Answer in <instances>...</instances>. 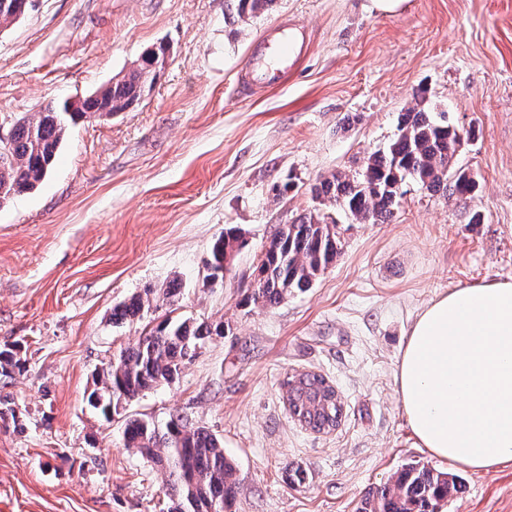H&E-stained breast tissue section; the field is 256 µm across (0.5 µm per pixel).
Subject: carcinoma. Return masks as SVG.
<instances>
[{"instance_id":"carcinoma-1","label":"carcinoma","mask_w":512,"mask_h":512,"mask_svg":"<svg viewBox=\"0 0 512 512\" xmlns=\"http://www.w3.org/2000/svg\"><path fill=\"white\" fill-rule=\"evenodd\" d=\"M236 2L239 16L244 17L266 10L273 0ZM28 9L29 0H0V28L15 23ZM165 65L161 44L80 105L72 108L67 100L50 102L35 115L19 118L11 127L8 144L0 147V202L34 189L48 176L67 123L131 109L151 90ZM427 93L424 87L413 92L411 105L399 113L396 139L371 153L362 169L332 173L312 186L319 207L279 227L265 248L257 288L246 304L272 309L294 291L309 287L341 249V217L359 223L390 219L410 181L430 192L449 190L461 200L473 197L477 183L465 168L455 165V159L463 145L475 139L476 131L471 128L460 137L447 113L429 111ZM241 245L236 233L226 232L211 247V267L224 268L225 251ZM179 295L180 284L175 280L163 289L146 288L113 307L112 323L140 321ZM213 334L223 335L224 323L162 320L97 372L89 403L109 417L119 404L172 383L194 358L201 341ZM19 367L17 348L0 350V376L9 377ZM285 385L288 411L305 428L322 433L339 426L335 391L323 375L294 374ZM122 440L123 447L169 472V512H226L236 498L235 463L224 454L223 442L206 428L180 416L164 423L129 417ZM461 488L458 475L412 463L390 482L369 489L357 512H439L440 503Z\"/></svg>"}]
</instances>
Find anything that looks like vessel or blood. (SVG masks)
Here are the masks:
<instances>
[{"instance_id": "1", "label": "vessel or blood", "mask_w": 512, "mask_h": 512, "mask_svg": "<svg viewBox=\"0 0 512 512\" xmlns=\"http://www.w3.org/2000/svg\"><path fill=\"white\" fill-rule=\"evenodd\" d=\"M310 46V29L292 24L271 30L265 47L252 58L250 73L254 83L265 87L282 85L299 66Z\"/></svg>"}]
</instances>
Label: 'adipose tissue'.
<instances>
[{"instance_id":"1","label":"adipose tissue","mask_w":512,"mask_h":512,"mask_svg":"<svg viewBox=\"0 0 512 512\" xmlns=\"http://www.w3.org/2000/svg\"><path fill=\"white\" fill-rule=\"evenodd\" d=\"M398 393L421 447L482 472L512 462V281L457 288L418 314Z\"/></svg>"}]
</instances>
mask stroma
I'll return each instance as SVG.
<instances>
[{"mask_svg": "<svg viewBox=\"0 0 512 512\" xmlns=\"http://www.w3.org/2000/svg\"><path fill=\"white\" fill-rule=\"evenodd\" d=\"M228 0H39L0 31V124L81 99L158 44L170 54L135 108L70 126L55 165L0 203V377L16 415L0 419V512H167L165 470L123 448L126 417L181 415L224 443L237 468L230 512H355L402 465L440 471L401 408L407 332L455 288L512 280V0H274L239 18ZM295 20L312 47L287 84L240 92L269 28ZM474 127L457 163L478 191L461 202L411 183L392 221H345L336 260L273 309L245 305L281 225L317 207L321 177L361 169L397 134L418 85ZM482 223H470L473 213ZM243 241L208 267L227 229ZM178 280L156 319L208 320V339L171 384L103 418L86 397L104 362L145 321L113 306ZM337 389L341 425L314 433L285 404L287 377ZM302 467L304 484L287 470ZM442 512H512V464L458 471Z\"/></svg>", "mask_w": 512, "mask_h": 512, "instance_id": "stroma-1", "label": "stroma"}]
</instances>
